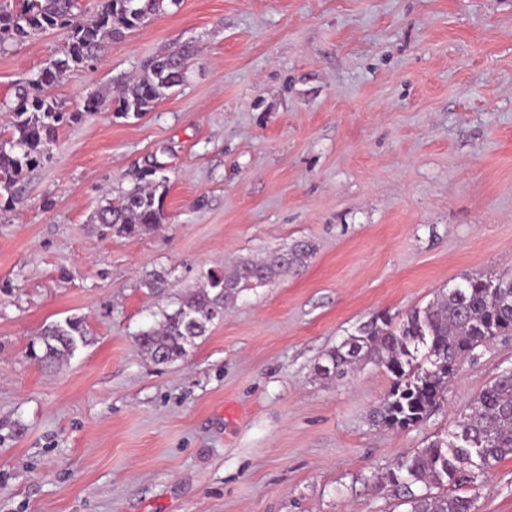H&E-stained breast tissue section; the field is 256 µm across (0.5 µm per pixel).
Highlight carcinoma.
<instances>
[{"label":"carcinoma","mask_w":512,"mask_h":512,"mask_svg":"<svg viewBox=\"0 0 512 512\" xmlns=\"http://www.w3.org/2000/svg\"><path fill=\"white\" fill-rule=\"evenodd\" d=\"M179 0H99L91 19L74 22L79 0H22L18 10L0 3V48L10 38H27L53 29L69 30L68 40L37 79L16 93L11 136L0 143V189H12L23 172L49 158L48 145L58 128L77 118L63 103L46 95L72 70L98 59L107 41H117ZM194 49L148 59L140 75L124 83L115 110L148 112L186 82ZM163 183L150 182L126 192L115 205L102 208L97 222L104 233L137 238L155 231L165 220ZM312 246L275 251L260 261L244 262L226 272L210 271L171 301L159 317L140 330L134 341L154 362L166 364L188 354L207 334L226 305L243 291L273 281L306 265ZM512 283V273L465 275L424 308L410 311L393 324L387 317L358 328L330 349L316 365L324 378H343L349 367L369 357L384 366L392 385L376 409L377 422L390 428L419 425L440 404L461 362L498 336H512V288L502 298L493 285ZM86 321L69 316L46 325L29 343L28 357L44 367L69 360L85 342ZM512 457V376L497 375L482 389L457 422L448 439L438 438L399 459L388 482L405 488L409 512H473V498L457 490L476 482L496 463ZM454 486L439 495L417 494L412 486Z\"/></svg>","instance_id":"1"}]
</instances>
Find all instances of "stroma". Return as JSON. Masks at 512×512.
Masks as SVG:
<instances>
[{"label":"stroma","mask_w":512,"mask_h":512,"mask_svg":"<svg viewBox=\"0 0 512 512\" xmlns=\"http://www.w3.org/2000/svg\"><path fill=\"white\" fill-rule=\"evenodd\" d=\"M65 41L0 50V140L17 85ZM187 42L183 86L115 112L119 82ZM50 94L77 119L0 190V512H407L385 473L512 369V336L408 430L373 420L392 384L376 362L340 381L314 365L376 316L512 272V0H182ZM148 171L164 224L102 237L97 211ZM301 242L305 267L229 302L184 358L136 346L201 275ZM73 314L75 355L31 361ZM468 494L474 512H512V458ZM86 326L85 318L74 315L46 325L29 343L28 357L46 368L68 361L84 344Z\"/></svg>","instance_id":"1"}]
</instances>
